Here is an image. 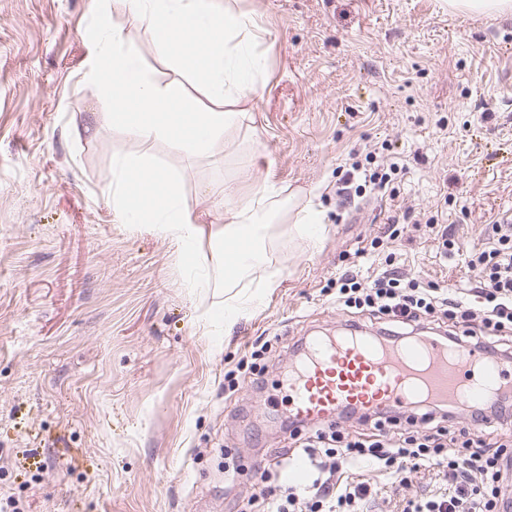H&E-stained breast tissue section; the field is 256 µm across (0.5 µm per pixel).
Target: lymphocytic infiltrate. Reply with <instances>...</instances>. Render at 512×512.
Masks as SVG:
<instances>
[{"label": "lymphocytic infiltrate", "instance_id": "f902f5d3", "mask_svg": "<svg viewBox=\"0 0 512 512\" xmlns=\"http://www.w3.org/2000/svg\"><path fill=\"white\" fill-rule=\"evenodd\" d=\"M400 165L377 162L374 153L353 161L337 182L336 195L349 202L352 192H386ZM493 246L470 252L466 263L478 268L481 281L475 304L450 299L439 284L407 278L398 268L361 278L347 266L336 279V303L382 324L383 339L396 342L411 334L460 341L494 359L512 356V224L493 227ZM459 407H417L407 412L386 409L366 418L345 410L343 421L298 428L286 423L300 440L316 472L295 486L286 477L288 456L265 466L262 488L251 502L256 512H373L377 489L354 478L359 464L369 463L389 476L392 490L408 488L422 472L441 484L427 493L402 498L401 512H501L504 490L512 485V450L490 442L488 428H512V399L499 396L489 408L470 412L460 422Z\"/></svg>", "mask_w": 512, "mask_h": 512}]
</instances>
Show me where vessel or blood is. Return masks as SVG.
Instances as JSON below:
<instances>
[{
	"label": "vessel or blood",
	"instance_id": "vessel-or-blood-1",
	"mask_svg": "<svg viewBox=\"0 0 512 512\" xmlns=\"http://www.w3.org/2000/svg\"><path fill=\"white\" fill-rule=\"evenodd\" d=\"M511 387V365L467 344L431 337L387 344L359 328L314 339L289 368V417L307 427L334 421L348 407L370 415L387 408L479 406Z\"/></svg>",
	"mask_w": 512,
	"mask_h": 512
}]
</instances>
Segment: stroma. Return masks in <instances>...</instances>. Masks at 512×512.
I'll return each mask as SVG.
<instances>
[{"label": "stroma", "mask_w": 512, "mask_h": 512, "mask_svg": "<svg viewBox=\"0 0 512 512\" xmlns=\"http://www.w3.org/2000/svg\"><path fill=\"white\" fill-rule=\"evenodd\" d=\"M265 61L252 118L206 156L153 146L183 178L246 195L271 175L323 214L317 247L276 228L281 285L221 335L205 310L223 294L189 287L178 248L112 214L115 155L132 135L95 123L105 98L86 82L99 23L123 27L159 82L178 71L124 0H0V492L24 512H242L251 485L224 481L287 444L275 358L266 393L224 394L256 338L277 355L292 340L336 335L349 316L329 281L389 216L409 276L466 299L479 278L463 255L493 244L512 216V15L453 13L448 0H237ZM388 144L406 166L395 195H369L336 217V170L350 152ZM460 248L442 256L430 223Z\"/></svg>", "instance_id": "stroma-1"}]
</instances>
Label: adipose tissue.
Segmentation results:
<instances>
[{
  "label": "adipose tissue",
  "mask_w": 512,
  "mask_h": 512,
  "mask_svg": "<svg viewBox=\"0 0 512 512\" xmlns=\"http://www.w3.org/2000/svg\"><path fill=\"white\" fill-rule=\"evenodd\" d=\"M126 2L132 18L150 28L156 52L195 75L206 103L189 100L180 79L162 84L150 76L125 29L100 26L91 44L87 82L107 99L102 121L142 145L135 154L113 159L112 213L121 223L157 230L188 251L195 287L233 289L224 305L229 326L259 302L235 287L265 263V242L275 225L292 224L315 244L321 238V215L267 176L247 196L224 200L223 223L201 222L185 199L181 177L162 171L152 146L163 141L185 155L203 156L223 143L227 131L250 119L249 95L264 73L255 51V25L249 16L210 0ZM241 238L251 247L237 255L233 272H226L224 248Z\"/></svg>",
  "instance_id": "ef3b65f1"
}]
</instances>
